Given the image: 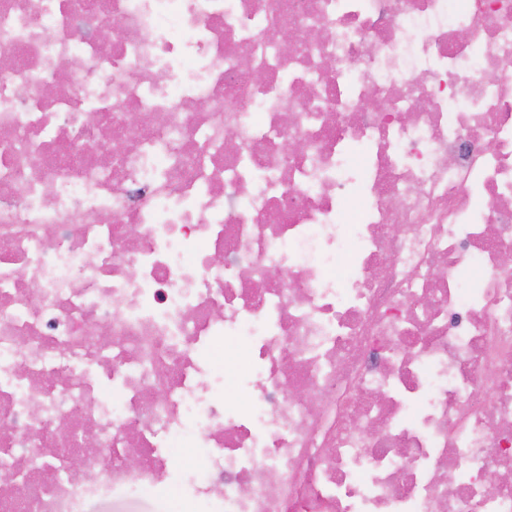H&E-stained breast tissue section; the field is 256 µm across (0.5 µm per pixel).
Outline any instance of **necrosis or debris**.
I'll use <instances>...</instances> for the list:
<instances>
[{
  "label": "necrosis or debris",
  "instance_id": "necrosis-or-debris-1",
  "mask_svg": "<svg viewBox=\"0 0 512 512\" xmlns=\"http://www.w3.org/2000/svg\"><path fill=\"white\" fill-rule=\"evenodd\" d=\"M0 58V512H512V0H0ZM88 512H176L154 498L142 497L133 501L98 500L88 506Z\"/></svg>",
  "mask_w": 512,
  "mask_h": 512
}]
</instances>
